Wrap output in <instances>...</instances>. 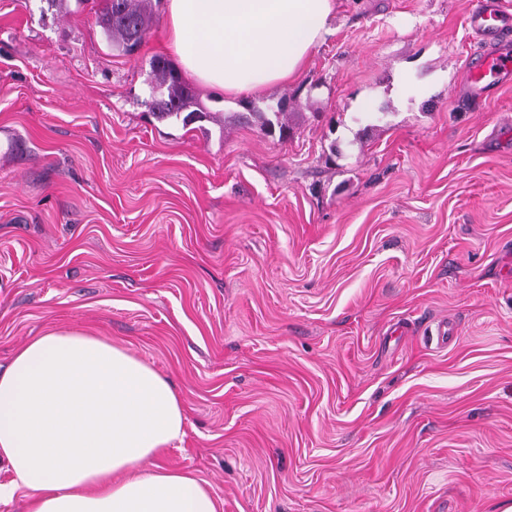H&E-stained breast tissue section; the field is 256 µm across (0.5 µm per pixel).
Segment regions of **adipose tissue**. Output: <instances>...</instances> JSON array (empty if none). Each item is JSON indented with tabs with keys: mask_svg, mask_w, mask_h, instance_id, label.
Wrapping results in <instances>:
<instances>
[{
	"mask_svg": "<svg viewBox=\"0 0 512 512\" xmlns=\"http://www.w3.org/2000/svg\"><path fill=\"white\" fill-rule=\"evenodd\" d=\"M335 0H167L165 43L185 73L229 96L295 82L331 33ZM185 407L150 363L62 328L18 347L0 372V503L27 512H222L202 480L160 465Z\"/></svg>",
	"mask_w": 512,
	"mask_h": 512,
	"instance_id": "obj_1",
	"label": "adipose tissue"
}]
</instances>
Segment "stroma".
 Returning <instances> with one entry per match:
<instances>
[{"instance_id": "35a3bbf8", "label": "stroma", "mask_w": 512, "mask_h": 512, "mask_svg": "<svg viewBox=\"0 0 512 512\" xmlns=\"http://www.w3.org/2000/svg\"><path fill=\"white\" fill-rule=\"evenodd\" d=\"M477 0H336L299 80L157 120L86 0H0V370L83 328L181 394L164 456L222 512L512 504V81ZM285 102L287 137L238 122ZM512 75V55L507 50L496 48L482 53V64L469 75L470 96H482L485 89L495 84L508 82Z\"/></svg>"}]
</instances>
